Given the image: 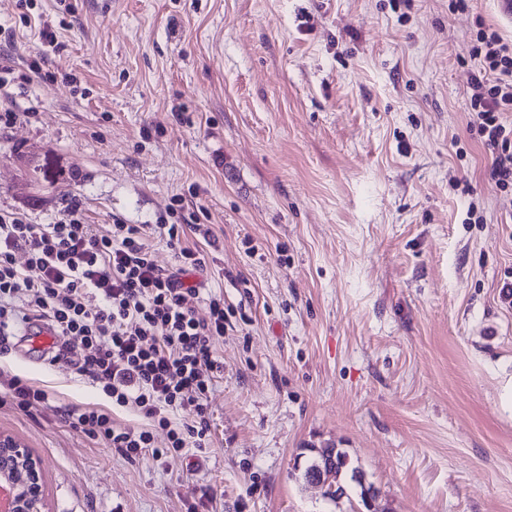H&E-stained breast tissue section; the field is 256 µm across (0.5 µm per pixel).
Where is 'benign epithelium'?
<instances>
[{"instance_id":"1","label":"benign epithelium","mask_w":512,"mask_h":512,"mask_svg":"<svg viewBox=\"0 0 512 512\" xmlns=\"http://www.w3.org/2000/svg\"><path fill=\"white\" fill-rule=\"evenodd\" d=\"M12 489L9 512H45L39 467L28 449L0 437V485Z\"/></svg>"}]
</instances>
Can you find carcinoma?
<instances>
[{
  "instance_id": "cac0c4a2",
  "label": "carcinoma",
  "mask_w": 512,
  "mask_h": 512,
  "mask_svg": "<svg viewBox=\"0 0 512 512\" xmlns=\"http://www.w3.org/2000/svg\"><path fill=\"white\" fill-rule=\"evenodd\" d=\"M312 455L306 466L301 470L300 477L310 483H323L325 498L336 501L346 493L347 481L354 482L364 488L362 472L350 465L346 452L339 448H313Z\"/></svg>"
}]
</instances>
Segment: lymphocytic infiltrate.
<instances>
[{
  "instance_id": "f902f5d3",
  "label": "lymphocytic infiltrate",
  "mask_w": 512,
  "mask_h": 512,
  "mask_svg": "<svg viewBox=\"0 0 512 512\" xmlns=\"http://www.w3.org/2000/svg\"><path fill=\"white\" fill-rule=\"evenodd\" d=\"M471 55L469 128L491 155L486 178L512 190V43L478 23ZM186 223H115L97 231L80 204L70 201L50 224L19 213H0V352L29 317L47 320L62 344L52 363L73 366L113 406L128 408L166 429L168 445H154L150 429L116 421L112 408L53 407L60 421L126 458L151 455L168 463L185 448H205L210 437L207 395L224 363L216 344L224 337V299L201 297L189 276L205 266L203 251L185 245ZM173 250L172 271L157 266L148 235ZM24 263H17V256ZM192 423L173 426L183 411Z\"/></svg>"
}]
</instances>
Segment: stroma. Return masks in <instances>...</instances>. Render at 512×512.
I'll list each match as a JSON object with an SVG mask.
<instances>
[{
  "label": "stroma",
  "instance_id": "stroma-1",
  "mask_svg": "<svg viewBox=\"0 0 512 512\" xmlns=\"http://www.w3.org/2000/svg\"><path fill=\"white\" fill-rule=\"evenodd\" d=\"M449 2L0 0V212L47 224L74 198L99 229L181 206L230 309L204 453L130 460L0 392L46 512H512V195L468 127L476 22H512ZM14 375L107 401L15 336ZM327 445L372 508L300 478Z\"/></svg>",
  "mask_w": 512,
  "mask_h": 512
}]
</instances>
